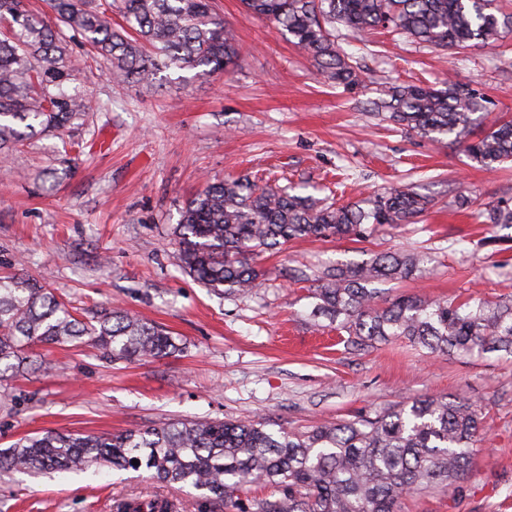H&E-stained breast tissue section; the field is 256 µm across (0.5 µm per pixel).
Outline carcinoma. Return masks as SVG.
Listing matches in <instances>:
<instances>
[{
	"instance_id": "1",
	"label": "carcinoma",
	"mask_w": 512,
	"mask_h": 512,
	"mask_svg": "<svg viewBox=\"0 0 512 512\" xmlns=\"http://www.w3.org/2000/svg\"><path fill=\"white\" fill-rule=\"evenodd\" d=\"M252 16L272 22L314 63L324 79L347 89L357 68L335 41L341 25L357 32L387 29L443 50L471 41L497 42L512 33V14L494 0H242ZM55 23L26 0H0V163L27 140L63 136L84 124L88 93L74 85L89 61L104 60L117 83H153L166 70L211 76L227 70L238 47L213 0H49ZM116 11L127 28L107 17ZM70 30L79 51L64 35ZM480 93L452 83L444 88L389 85L370 111L435 142L448 136L471 160L494 168L512 161V121L493 122ZM429 200L392 187L360 202L337 205L260 186L247 176L209 183L190 198L177 225L178 263L206 288L246 294L260 286L253 256L313 237L362 240L383 224H412ZM491 224H512V208L488 212ZM422 259L380 252L327 275L311 291L312 313L338 322L348 350L403 337L428 352L490 349L512 353V303L402 295L379 302L372 284L403 280ZM112 356L131 361L169 357L182 350L161 327L125 311L82 318L29 275L0 276V380L27 365L39 345L80 344L84 337ZM481 410L458 397L409 400L373 415L330 422L293 434L259 421L179 420L119 434L47 430L0 450V470L59 473L109 462L144 470L159 483L190 487L234 507L237 492L253 484L280 492L255 501V512H396L403 495L451 484L465 474L482 440ZM139 464H132V460ZM159 499H131L116 512H173Z\"/></svg>"
}]
</instances>
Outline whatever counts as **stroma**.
Masks as SVG:
<instances>
[{
  "label": "stroma",
  "mask_w": 512,
  "mask_h": 512,
  "mask_svg": "<svg viewBox=\"0 0 512 512\" xmlns=\"http://www.w3.org/2000/svg\"><path fill=\"white\" fill-rule=\"evenodd\" d=\"M239 56L229 72L151 85L116 84L104 62L77 84L91 109L69 140L38 137L0 167V273L22 272L90 317L120 308L158 323L184 350L115 362L91 345L33 352L41 366L0 382V450L47 430L120 433L163 421L255 420L298 432L404 400L458 396L481 406L487 434L454 484L403 496L399 512H512V355H430L394 340L350 351L335 323L313 317L311 288L340 264L381 251L426 256L421 272L380 283V296L512 299V163L486 170L452 139L436 143L368 108L386 83L480 90L512 117V35L437 50L381 32L341 29L363 81L326 83L311 60L241 0H216ZM256 176L296 193L353 203L409 186L430 200L418 223L363 241L305 239L255 257L261 286L214 292L183 272L174 228L209 181ZM160 494L178 512H226L191 488L108 464L81 472L0 471V512H112Z\"/></svg>",
  "instance_id": "35a3bbf8"
}]
</instances>
